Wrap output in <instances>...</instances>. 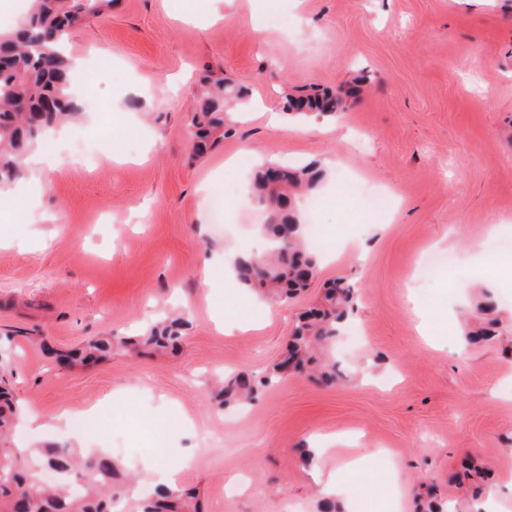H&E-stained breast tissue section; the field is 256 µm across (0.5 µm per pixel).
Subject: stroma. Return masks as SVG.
<instances>
[{"mask_svg":"<svg viewBox=\"0 0 512 512\" xmlns=\"http://www.w3.org/2000/svg\"><path fill=\"white\" fill-rule=\"evenodd\" d=\"M90 86L79 118L40 145L50 157L35 204L0 198V373L23 407L17 447L58 442L61 411L95 410L112 427L83 433L138 485L155 435L178 415L167 464L198 489L204 512H318L323 495L299 448L321 470L363 455L350 512H417L420 484L447 493L465 455L493 477L496 512H512V337L465 344L466 289L490 243L512 256V0H113L70 40ZM247 88L214 150L194 157L188 123L205 71ZM157 91L143 108L142 73ZM369 77L333 119L267 125L284 91ZM319 162L318 216L302 210L325 262L307 292L254 294L233 267L252 252L266 212L224 194L267 162ZM387 194L369 209L362 197ZM432 254L453 255L422 280ZM343 277L357 302L334 353L348 381L302 374L219 409L212 382L253 378L278 361L295 315ZM176 309L191 322L181 347L137 359L113 350L84 369L56 364L92 336H131ZM362 329V341L351 332ZM12 341H5V334ZM167 430V429H166ZM358 435L348 448L330 437ZM400 469L392 481L391 465Z\"/></svg>","mask_w":512,"mask_h":512,"instance_id":"stroma-1","label":"stroma"}]
</instances>
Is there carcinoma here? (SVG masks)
Listing matches in <instances>:
<instances>
[{"instance_id":"cac0c4a2","label":"carcinoma","mask_w":512,"mask_h":512,"mask_svg":"<svg viewBox=\"0 0 512 512\" xmlns=\"http://www.w3.org/2000/svg\"><path fill=\"white\" fill-rule=\"evenodd\" d=\"M30 13L9 34H0V184L25 173L29 152L46 134L83 112L71 94V63L66 50L70 34L91 17L112 8V0H31ZM199 107L189 123L194 151L204 155L224 140L226 102L245 98L243 87L206 75L197 90ZM352 93L310 88L285 97L289 117L310 113L334 116ZM325 172L315 165L263 166L255 175L251 197L269 212L261 226L270 252L257 261L237 260V279L260 294L286 300L308 286V274L317 263L303 239L295 208L296 197L319 187ZM356 291L344 279L325 288L319 303L295 322L286 356L254 381L236 374L219 382L213 399L220 407L252 400L261 388L273 386L288 373L314 374L327 384L347 380L332 348L354 312ZM466 315V341H489L502 332L498 304L487 290L473 297ZM188 325L183 315H166L140 336L92 338L68 352L55 354L59 364L92 366L112 355L118 345L136 354L174 349ZM21 408L0 377V512H117L125 501L129 482L120 466L105 454L83 457L67 444L52 443L23 454L11 447L10 437ZM45 469L56 481L46 484ZM139 512H199L192 490L166 487L141 499Z\"/></svg>"}]
</instances>
